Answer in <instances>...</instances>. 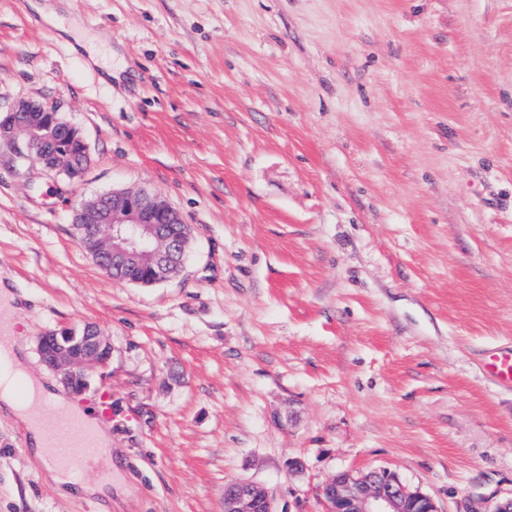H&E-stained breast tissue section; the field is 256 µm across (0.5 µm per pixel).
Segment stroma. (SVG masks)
<instances>
[{"instance_id":"1","label":"stroma","mask_w":512,"mask_h":512,"mask_svg":"<svg viewBox=\"0 0 512 512\" xmlns=\"http://www.w3.org/2000/svg\"><path fill=\"white\" fill-rule=\"evenodd\" d=\"M0 0V102L57 106L79 180L0 144V279L19 342L95 325L112 497L62 493L0 409V512H224V485L326 512L338 472H395L439 512L512 495V0ZM101 58L86 62V49ZM151 187L181 274L112 280L72 213ZM298 459L302 469L288 471ZM483 369L499 387L512 389V346L489 352Z\"/></svg>"}]
</instances>
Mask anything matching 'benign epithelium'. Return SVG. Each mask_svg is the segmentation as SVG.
<instances>
[{
	"mask_svg": "<svg viewBox=\"0 0 512 512\" xmlns=\"http://www.w3.org/2000/svg\"><path fill=\"white\" fill-rule=\"evenodd\" d=\"M57 109L47 103L19 98L0 104V142L21 158L33 153L44 172L75 175L89 161V148L80 131L55 118ZM60 139L79 145L71 152L56 147ZM73 223L85 226L79 245L112 263V269L143 272L129 283L154 285L170 279L186 256L185 236L191 228L160 194L148 187L103 193L80 203ZM43 364L59 382L81 395L91 386L94 372L108 368L112 344L98 330H52L38 340ZM328 512H438L434 500L405 485L398 475L379 468L359 475L342 471L321 487ZM224 512H275L267 491L249 481H230L224 486Z\"/></svg>",
	"mask_w": 512,
	"mask_h": 512,
	"instance_id": "benign-epithelium-1",
	"label": "benign epithelium"
}]
</instances>
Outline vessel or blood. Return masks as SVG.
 I'll use <instances>...</instances> for the list:
<instances>
[{
  "label": "vessel or blood",
  "mask_w": 512,
  "mask_h": 512,
  "mask_svg": "<svg viewBox=\"0 0 512 512\" xmlns=\"http://www.w3.org/2000/svg\"><path fill=\"white\" fill-rule=\"evenodd\" d=\"M483 369L498 386L512 389V347L489 352ZM41 420L49 442L50 464L77 475L88 468L107 463L108 457L102 449L64 412H43Z\"/></svg>",
  "instance_id": "b4317fda"
}]
</instances>
